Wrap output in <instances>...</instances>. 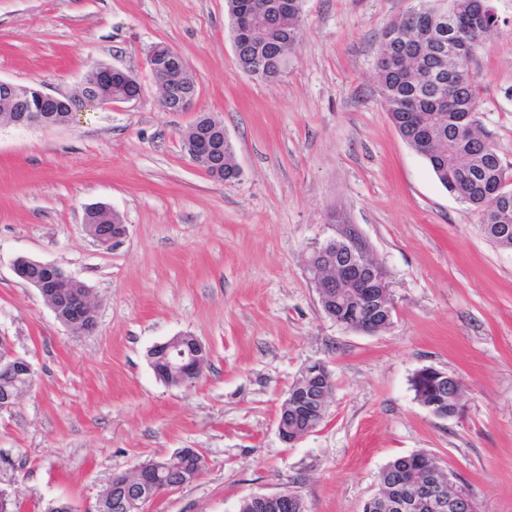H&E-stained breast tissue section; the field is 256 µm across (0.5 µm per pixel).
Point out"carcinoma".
<instances>
[{
    "instance_id": "obj_1",
    "label": "carcinoma",
    "mask_w": 512,
    "mask_h": 512,
    "mask_svg": "<svg viewBox=\"0 0 512 512\" xmlns=\"http://www.w3.org/2000/svg\"><path fill=\"white\" fill-rule=\"evenodd\" d=\"M417 18L410 27L398 22L385 33L388 43L398 46L407 66L398 70L377 66L381 98L401 138L409 145H422L423 156L440 184L455 190L456 198L477 209L484 236L501 248H512V176L500 162L483 153L476 135L456 123L457 116L441 111L442 100L453 97L456 112L475 113V74L472 57L476 44L490 35L498 19L481 12L474 0H454L450 35L436 34L438 19L432 0H418ZM302 0H288V13L257 16L248 0H226L230 36L239 64L258 65V60L288 54L295 46ZM471 160V169L450 173L454 155ZM433 462L422 453L390 461L380 473L381 497L395 493L390 469L406 483L418 466Z\"/></svg>"
}]
</instances>
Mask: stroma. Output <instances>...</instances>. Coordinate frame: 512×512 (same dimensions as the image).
I'll list each match as a JSON object with an SVG mask.
<instances>
[{
  "instance_id": "35a3bbf8",
  "label": "stroma",
  "mask_w": 512,
  "mask_h": 512,
  "mask_svg": "<svg viewBox=\"0 0 512 512\" xmlns=\"http://www.w3.org/2000/svg\"><path fill=\"white\" fill-rule=\"evenodd\" d=\"M416 5L302 0L296 48L266 83L236 65L225 0H0V79L70 95L102 63L146 88L60 126L0 122V336L35 371L0 412V489L19 512H85L112 474L182 448L204 473L150 512H237L283 490L309 512H362L385 465L419 451L477 512H512V250L400 138L377 84L383 35ZM491 5L475 118L512 174V0ZM157 44L185 60L195 111L159 108L145 66ZM200 112L223 120L236 180L190 161ZM96 203L127 227L108 250L84 227ZM345 229L389 277L393 321L373 335L329 318L307 269ZM20 257L85 282L95 329L61 324L16 277ZM179 334L210 357L197 382L169 386L148 353ZM313 362L332 375L326 418L284 443L281 405ZM429 366L459 380L461 416L416 399L411 378Z\"/></svg>"
}]
</instances>
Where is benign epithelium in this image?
<instances>
[{
  "label": "benign epithelium",
  "mask_w": 512,
  "mask_h": 512,
  "mask_svg": "<svg viewBox=\"0 0 512 512\" xmlns=\"http://www.w3.org/2000/svg\"><path fill=\"white\" fill-rule=\"evenodd\" d=\"M145 64L152 72L163 75L158 87V105L165 112H190L198 98V87L188 77V68L178 52L170 47H155L146 56ZM142 86L128 72L106 64L95 65L84 73L78 91L73 95L55 96L32 84L0 79V114L16 127H50L54 122L43 113L45 101L66 105L68 117L90 107L107 108L114 104L129 103L141 96ZM186 152L193 164L206 161L214 165L215 174H220L221 162L212 155L216 152L211 140L198 135L186 144ZM87 233L103 249L126 235L124 224H95L86 227ZM314 288L321 307L334 301L346 291L355 296L354 323L351 328L372 335L381 331V325L371 319L376 312H383V323L387 324L395 311L391 293L375 299L371 287H388L387 273L371 260L361 242L348 234L328 239L314 250L307 260ZM15 274L38 289L53 308L57 319L74 331H90L96 326V310L90 298L88 286L79 279L66 274L53 264L31 259L17 261ZM0 375L9 377L20 370L35 378L31 363L16 355L8 339L0 336ZM209 352L195 337L175 336L154 345L149 351L150 366L158 380L170 384L175 376L180 384L190 383L201 376ZM420 385L437 387L443 392L451 389L448 374L433 367L416 371ZM329 371L322 363H313L305 368L301 377L287 392L277 419L278 434L282 441L292 443L312 432L310 421L302 418L306 412L312 416L323 414L328 398ZM194 449L184 448L177 452L181 462L172 464L168 459L140 463L131 471L115 474L101 492L95 505L87 512H115L120 502L128 507L143 506L157 498L158 485L151 482L154 475L172 473L175 487L196 480L199 471L189 465ZM250 506L255 512H303L305 503L295 492L286 490L275 494L251 496ZM388 512H477L474 499L463 490L453 487L452 474L436 464L423 466L415 471L407 484V493L395 494L384 500Z\"/></svg>",
  "instance_id": "benign-epithelium-1"
}]
</instances>
